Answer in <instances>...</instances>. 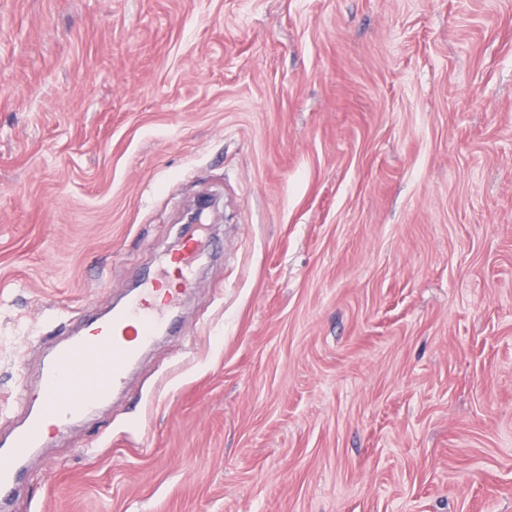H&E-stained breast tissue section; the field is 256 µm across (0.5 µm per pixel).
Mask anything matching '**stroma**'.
Returning <instances> with one entry per match:
<instances>
[{
    "instance_id": "1",
    "label": "stroma",
    "mask_w": 512,
    "mask_h": 512,
    "mask_svg": "<svg viewBox=\"0 0 512 512\" xmlns=\"http://www.w3.org/2000/svg\"><path fill=\"white\" fill-rule=\"evenodd\" d=\"M194 233L11 512H512V0H0V395Z\"/></svg>"
}]
</instances>
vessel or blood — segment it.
<instances>
[{
  "label": "vessel or blood",
  "instance_id": "vessel-or-blood-1",
  "mask_svg": "<svg viewBox=\"0 0 512 512\" xmlns=\"http://www.w3.org/2000/svg\"><path fill=\"white\" fill-rule=\"evenodd\" d=\"M198 250V240L187 238L163 272L126 295L111 316L89 319L76 335L54 348L42 368L39 404L0 446V512L7 494L19 484L25 461L47 444L45 426L61 430L107 401L124 387L141 353L172 333L179 296L192 286ZM173 275L180 281L175 289L167 286Z\"/></svg>",
  "mask_w": 512,
  "mask_h": 512
}]
</instances>
